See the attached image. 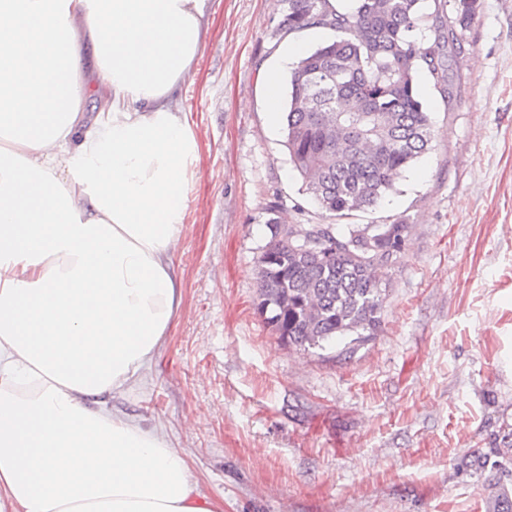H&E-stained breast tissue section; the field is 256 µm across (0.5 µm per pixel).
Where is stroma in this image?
Masks as SVG:
<instances>
[{
	"label": "stroma",
	"instance_id": "obj_1",
	"mask_svg": "<svg viewBox=\"0 0 512 512\" xmlns=\"http://www.w3.org/2000/svg\"><path fill=\"white\" fill-rule=\"evenodd\" d=\"M179 92L197 178L160 352L109 400L187 456L224 512H491L471 465L512 425V0H479L447 104L419 90L432 151L353 224L411 226L382 325L347 348L282 344L254 308L268 221L325 224L268 114L282 0H207Z\"/></svg>",
	"mask_w": 512,
	"mask_h": 512
}]
</instances>
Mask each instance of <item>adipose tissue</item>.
Listing matches in <instances>:
<instances>
[{
    "instance_id": "ef3b65f1",
    "label": "adipose tissue",
    "mask_w": 512,
    "mask_h": 512,
    "mask_svg": "<svg viewBox=\"0 0 512 512\" xmlns=\"http://www.w3.org/2000/svg\"><path fill=\"white\" fill-rule=\"evenodd\" d=\"M205 5L0 0V512H224L106 408L181 305L198 146L177 92Z\"/></svg>"
}]
</instances>
